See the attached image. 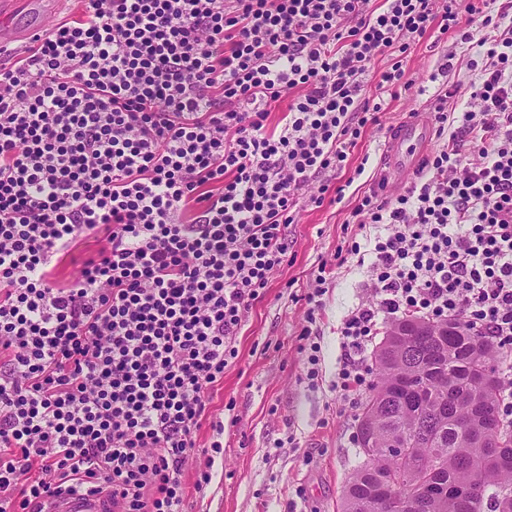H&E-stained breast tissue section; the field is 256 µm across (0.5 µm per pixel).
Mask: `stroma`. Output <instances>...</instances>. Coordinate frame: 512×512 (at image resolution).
<instances>
[{"mask_svg":"<svg viewBox=\"0 0 512 512\" xmlns=\"http://www.w3.org/2000/svg\"><path fill=\"white\" fill-rule=\"evenodd\" d=\"M455 68L442 73L447 53ZM482 47L461 42L456 32L427 33L414 44L407 63L409 90L388 99L378 125L358 139L345 171L320 175V184L344 189L341 201L322 207L300 202L286 233L290 248L279 271L248 310L237 341L238 356L211 393L209 421L197 433L202 448L189 460L183 480L190 493L187 512H342L345 486L363 462L358 445V415L365 400L340 396L335 387L341 363L338 329L351 310L370 294V241L376 225H359L353 216L358 197L376 186L384 167L388 130L413 112H428L441 88L466 86L471 61ZM361 252L338 263L349 241ZM326 267L323 306L316 323H308L304 299L312 274ZM312 331L321 346L319 377H306L299 352L301 335ZM222 422L223 433L212 422ZM220 452H212V442ZM211 476L194 491L198 473Z\"/></svg>","mask_w":512,"mask_h":512,"instance_id":"obj_1","label":"stroma"}]
</instances>
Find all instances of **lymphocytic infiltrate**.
<instances>
[{
	"label": "lymphocytic infiltrate",
	"instance_id": "obj_1",
	"mask_svg": "<svg viewBox=\"0 0 512 512\" xmlns=\"http://www.w3.org/2000/svg\"><path fill=\"white\" fill-rule=\"evenodd\" d=\"M0 68V512L108 494L186 512L182 471L286 228L346 168L431 29L484 53L429 177L353 211L382 224L336 387H370L383 319L459 320L512 351V15L497 0H83ZM383 69H376L379 57ZM290 97L280 130L266 121ZM97 251L51 281L76 237Z\"/></svg>",
	"mask_w": 512,
	"mask_h": 512
}]
</instances>
